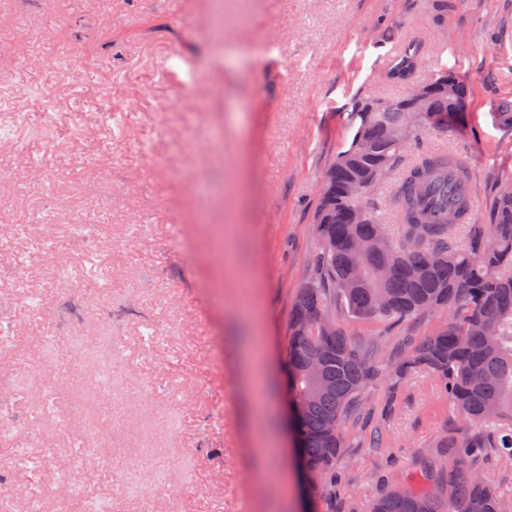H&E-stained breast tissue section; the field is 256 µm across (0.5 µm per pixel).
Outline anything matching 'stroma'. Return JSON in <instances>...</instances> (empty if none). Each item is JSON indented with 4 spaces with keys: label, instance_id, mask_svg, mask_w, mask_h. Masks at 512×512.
I'll list each match as a JSON object with an SVG mask.
<instances>
[{
    "label": "stroma",
    "instance_id": "1",
    "mask_svg": "<svg viewBox=\"0 0 512 512\" xmlns=\"http://www.w3.org/2000/svg\"><path fill=\"white\" fill-rule=\"evenodd\" d=\"M411 43L414 83L467 87V131L426 127L404 158L462 157L488 223L512 173V0H0V486L26 493L0 512H225L228 493L300 512L292 452L270 471L251 435L285 422L323 174L357 100L407 93L387 74ZM440 323L391 327L381 359ZM247 338L273 392L252 417ZM49 390L81 430L38 410ZM460 422L428 374L370 388L313 512H370ZM472 469L512 512V459Z\"/></svg>",
    "mask_w": 512,
    "mask_h": 512
}]
</instances>
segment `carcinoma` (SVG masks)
<instances>
[{"instance_id":"obj_1","label":"carcinoma","mask_w":512,"mask_h":512,"mask_svg":"<svg viewBox=\"0 0 512 512\" xmlns=\"http://www.w3.org/2000/svg\"><path fill=\"white\" fill-rule=\"evenodd\" d=\"M417 56L418 47L408 46L389 78L412 75ZM467 98L466 86L448 76V93L430 97L435 123L466 132ZM354 119L350 144L324 173L315 225L319 249L288 314L286 387L302 473L317 488L342 457L347 424L367 404V390L422 370L466 426L437 441L436 460L420 470L417 486L386 492L371 512H503L496 491L466 471L481 448L512 458V174L498 182L489 223L475 224L466 196L436 198L438 188H448L450 169L470 182L462 161L421 153L395 191L398 224L390 233L369 199L417 137H389L406 126V98L367 100ZM353 184L366 186V195H351ZM357 208L366 210L367 223L350 222ZM315 312L336 320V330L328 333L312 321ZM425 314L448 319L419 342L404 338L393 365L366 359L342 326H391ZM314 354L321 359L316 379L308 370ZM450 459L458 468H448Z\"/></svg>"}]
</instances>
